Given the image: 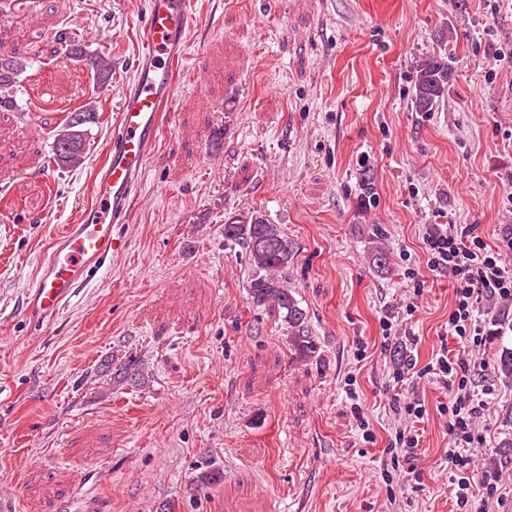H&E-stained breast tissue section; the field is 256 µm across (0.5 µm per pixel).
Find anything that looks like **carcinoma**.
Instances as JSON below:
<instances>
[{
    "instance_id": "cac0c4a2",
    "label": "carcinoma",
    "mask_w": 512,
    "mask_h": 512,
    "mask_svg": "<svg viewBox=\"0 0 512 512\" xmlns=\"http://www.w3.org/2000/svg\"><path fill=\"white\" fill-rule=\"evenodd\" d=\"M7 67V75H0V111L15 108L14 93L19 78L27 68L26 59L16 51L0 49V63ZM94 77L105 78L112 71V58L98 55L90 60ZM453 76L452 61L442 54L421 57L416 65L411 111L421 115L438 110L448 99V84ZM96 111L75 109L68 112L63 128L53 141V161L62 168L82 163L85 153L87 125L96 123ZM224 239L240 245L250 267L249 295L256 305H269L282 315L287 325L290 345L299 355L313 352L314 344L307 314L299 306L290 289L284 286L288 267L294 263L295 247L280 225L271 223L259 210L240 212L225 220ZM497 373L505 381L512 380V349L502 350Z\"/></svg>"
}]
</instances>
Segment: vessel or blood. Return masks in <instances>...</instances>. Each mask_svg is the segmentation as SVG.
<instances>
[{"instance_id": "vessel-or-blood-1", "label": "vessel or blood", "mask_w": 512, "mask_h": 512, "mask_svg": "<svg viewBox=\"0 0 512 512\" xmlns=\"http://www.w3.org/2000/svg\"><path fill=\"white\" fill-rule=\"evenodd\" d=\"M196 22V0H150L134 76L122 90L107 156L94 178L95 203L40 261L25 296L30 320L51 324L77 289L123 251L115 227L126 220L155 152L161 114L174 97L172 66L185 55V34Z\"/></svg>"}]
</instances>
